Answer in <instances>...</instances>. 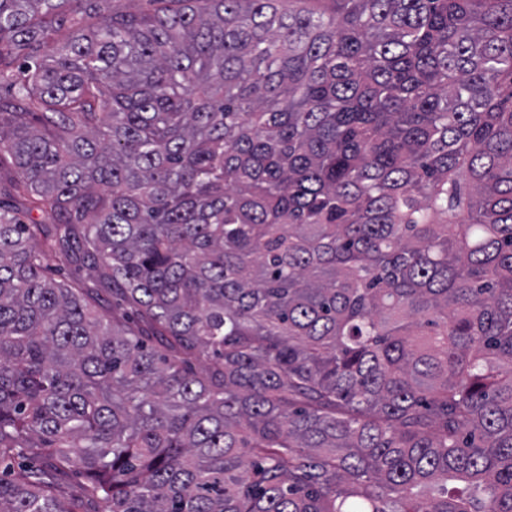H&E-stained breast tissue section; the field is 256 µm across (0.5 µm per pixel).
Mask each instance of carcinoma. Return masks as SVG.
Returning a JSON list of instances; mask_svg holds the SVG:
<instances>
[{
	"label": "carcinoma",
	"mask_w": 512,
	"mask_h": 512,
	"mask_svg": "<svg viewBox=\"0 0 512 512\" xmlns=\"http://www.w3.org/2000/svg\"><path fill=\"white\" fill-rule=\"evenodd\" d=\"M112 2L0 0V512H512V0ZM11 178V171L7 165V163L4 161L1 167V180H2V187L6 191H2V194L0 196V201L4 202V205H6L9 209L19 213L25 222L28 224L30 223V219H34L36 221H42L45 224H48L49 220L41 215L40 213H37L36 211H33L31 215L27 212V201L25 198L17 195H9L8 194V185L9 180ZM83 484L84 479L82 476L74 471H68L66 474H61L57 477L56 493L68 500H82L79 512H94L97 510L95 503L83 498Z\"/></svg>",
	"instance_id": "obj_1"
}]
</instances>
